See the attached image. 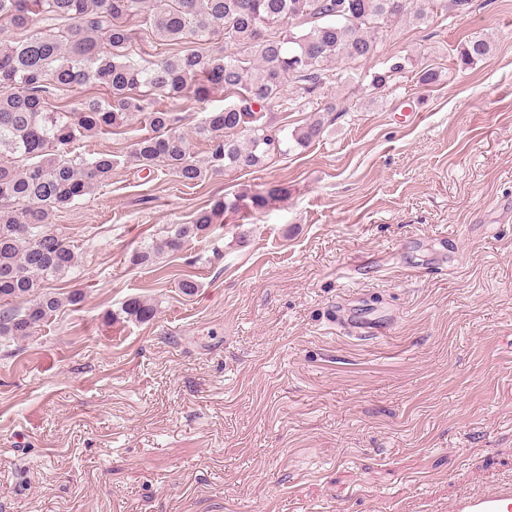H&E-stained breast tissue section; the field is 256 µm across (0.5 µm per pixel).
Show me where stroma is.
Returning <instances> with one entry per match:
<instances>
[{
  "instance_id": "35a3bbf8",
  "label": "stroma",
  "mask_w": 512,
  "mask_h": 512,
  "mask_svg": "<svg viewBox=\"0 0 512 512\" xmlns=\"http://www.w3.org/2000/svg\"><path fill=\"white\" fill-rule=\"evenodd\" d=\"M475 36L492 50L467 66ZM379 40L313 93L285 85L274 127L338 109L262 167L191 188L145 174L136 118L71 145L117 164L53 218L77 264L49 287L82 302L0 338V512H448L512 474V0ZM275 184L264 211L129 265L215 199ZM133 298L154 319L119 320ZM413 60L409 57L398 58L389 65L386 70L382 72H374L371 79V84L375 88H382L389 85V83L396 79V76L403 74L409 68H413Z\"/></svg>"
}]
</instances>
